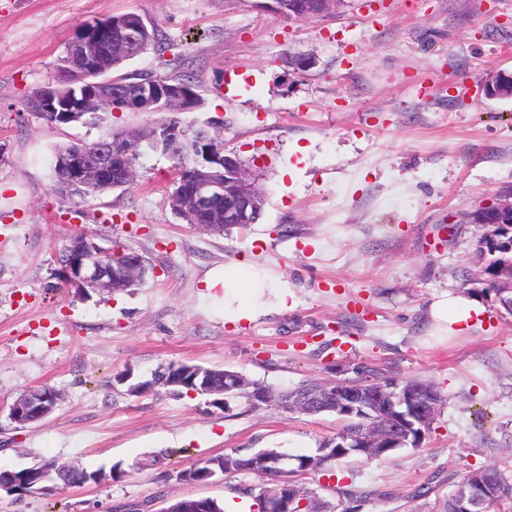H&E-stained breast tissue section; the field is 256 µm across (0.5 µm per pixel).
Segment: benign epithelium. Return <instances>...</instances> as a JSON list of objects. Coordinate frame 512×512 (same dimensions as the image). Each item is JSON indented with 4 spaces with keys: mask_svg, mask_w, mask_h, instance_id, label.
<instances>
[{
    "mask_svg": "<svg viewBox=\"0 0 512 512\" xmlns=\"http://www.w3.org/2000/svg\"><path fill=\"white\" fill-rule=\"evenodd\" d=\"M143 21L125 28L112 40V49L124 52L131 49L138 40ZM101 43L93 33H81L70 40L67 57L61 60L62 68L70 70L71 62L79 58L90 63V67L73 73V78L85 82L86 91L76 101L64 87L43 85L34 90L33 100L41 111L56 117L62 123L78 118L81 112H94L103 108L120 105L132 112L154 111L155 100L169 97L183 105V111L196 109L193 97L180 86H171L163 81L152 80L149 85L131 87L126 83L114 82L110 78L102 79L103 69L98 66ZM153 135L149 147L171 155L182 141L183 134L162 123L151 125ZM209 127H202L197 132V143L205 146L206 158L193 156V166L184 170L185 190L177 200L180 211L197 218L207 215L216 220H224L226 227L248 226L255 222L260 206L261 196L255 185L252 169L236 154L221 152L211 147ZM122 149L116 150L108 143L76 147L61 160L59 170L62 185L73 195H78L90 188L102 185L110 172H115L125 179L135 176L134 170L126 165V159L141 149L142 139L138 132L124 135ZM496 220L480 221L475 213L464 214L465 224H477L482 228L480 238L491 245L495 244L503 233H509L512 227V189L501 192L495 203ZM107 249L73 238L64 252V259L58 263V276L69 288L78 294H104L119 292L141 272L144 266L142 257L132 251L120 249L110 258H105ZM509 259L490 266L488 261L471 259L473 267L478 269L479 277L475 282L486 288L499 289V295H512V249L508 251ZM334 391L340 396V403L348 407H363V395L353 388L344 378L333 379ZM193 396L206 398L212 406L224 405V390L215 389L210 381H205L199 388L190 391ZM323 402V395L312 398L295 397L288 400L292 410L312 411ZM369 402L384 403L393 406L394 417L383 432L368 438L370 447L381 452L405 446L411 442V430L418 423L419 410L414 402H409L406 409H401L404 400L383 388L375 390L369 396ZM57 393L46 394L31 388L16 399L9 407L8 418L19 425L46 419L56 408ZM276 469L274 483L263 487V495L268 501L270 512H290V480L293 472V457L281 453L272 459ZM67 469V466L24 470L9 483H1L0 489L14 484H23L26 491H47L52 488L54 475ZM486 503V496L481 489L466 480L455 493L456 512H481Z\"/></svg>",
    "mask_w": 512,
    "mask_h": 512,
    "instance_id": "obj_1",
    "label": "benign epithelium"
}]
</instances>
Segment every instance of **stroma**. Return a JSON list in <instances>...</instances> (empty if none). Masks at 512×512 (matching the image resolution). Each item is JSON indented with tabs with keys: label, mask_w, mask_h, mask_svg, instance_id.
I'll return each mask as SVG.
<instances>
[{
	"label": "stroma",
	"mask_w": 512,
	"mask_h": 512,
	"mask_svg": "<svg viewBox=\"0 0 512 512\" xmlns=\"http://www.w3.org/2000/svg\"><path fill=\"white\" fill-rule=\"evenodd\" d=\"M136 12L169 47L121 74L189 76L204 101L187 121L223 118L224 147L249 162L261 219L212 235L172 210V160L148 153L137 182L86 200L51 190L57 147L155 121L116 112L94 126H43L22 110L55 79L79 24ZM312 57L297 69L294 57ZM512 75V0H342L313 21L256 0H0V468L34 461L119 466L120 481L18 496L0 512H110L124 500L251 502L252 475L205 485L171 471L231 450L312 455L341 426L202 398L126 395L117 373L149 378L172 361L291 389L359 366L434 385L443 405L423 444L356 457L298 481L327 512H440L468 474L512 477V316L461 272L480 230L461 213L512 185V99L485 84ZM140 254L130 293L81 299L54 252L77 231ZM244 262L263 282L252 318L229 321L212 272ZM478 304L467 327L437 320L446 296ZM59 395L45 421L9 407L31 387Z\"/></svg>",
	"instance_id": "35a3bbf8"
}]
</instances>
